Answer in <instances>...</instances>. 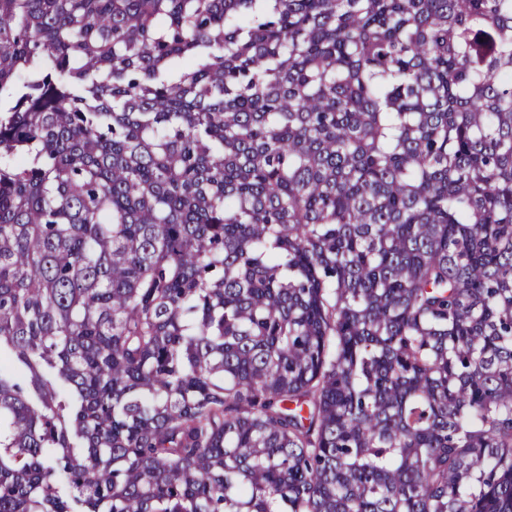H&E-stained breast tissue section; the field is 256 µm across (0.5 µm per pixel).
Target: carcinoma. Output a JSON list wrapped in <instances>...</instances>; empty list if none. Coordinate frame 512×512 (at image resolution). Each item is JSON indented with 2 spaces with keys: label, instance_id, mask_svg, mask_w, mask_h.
Instances as JSON below:
<instances>
[{
  "label": "carcinoma",
  "instance_id": "carcinoma-1",
  "mask_svg": "<svg viewBox=\"0 0 512 512\" xmlns=\"http://www.w3.org/2000/svg\"><path fill=\"white\" fill-rule=\"evenodd\" d=\"M0 512H512V0H0Z\"/></svg>",
  "mask_w": 512,
  "mask_h": 512
}]
</instances>
